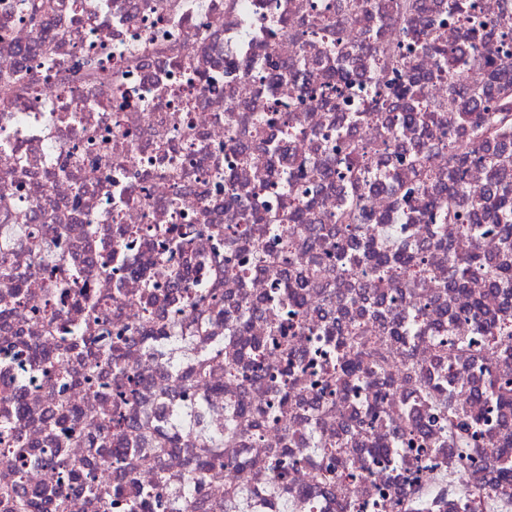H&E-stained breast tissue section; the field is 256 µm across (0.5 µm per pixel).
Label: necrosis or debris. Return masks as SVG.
I'll return each instance as SVG.
<instances>
[{"label": "necrosis or debris", "instance_id": "1", "mask_svg": "<svg viewBox=\"0 0 512 512\" xmlns=\"http://www.w3.org/2000/svg\"><path fill=\"white\" fill-rule=\"evenodd\" d=\"M38 2L0 0V383L26 409L23 471L48 492L37 512H57L58 492L64 512H128L90 501L50 456L106 490L164 480L150 512H512V401L487 381L512 364V339L475 335L446 253L512 269V247L440 209L478 220L493 190L483 159L497 154L512 179V133L397 119L457 87L487 92L512 0H469L479 57L452 70L413 39L434 29L445 48L467 45L448 0L407 13L397 0ZM394 49L407 67L380 70ZM413 72L421 94H393ZM450 141L470 151L458 172ZM349 143L372 151L355 182L338 174ZM355 192L367 220L353 233L338 217ZM372 248L428 272L364 277ZM301 280L289 305L280 290ZM470 288L484 318L512 326V288ZM353 324L362 346L346 370L336 338ZM67 330L89 342L62 355ZM114 343L117 367L99 355ZM132 371L123 430L140 455L119 466L86 433L52 429L62 405L103 421ZM427 391L466 411L477 445L449 447ZM213 455L220 468L182 497Z\"/></svg>", "mask_w": 512, "mask_h": 512}]
</instances>
